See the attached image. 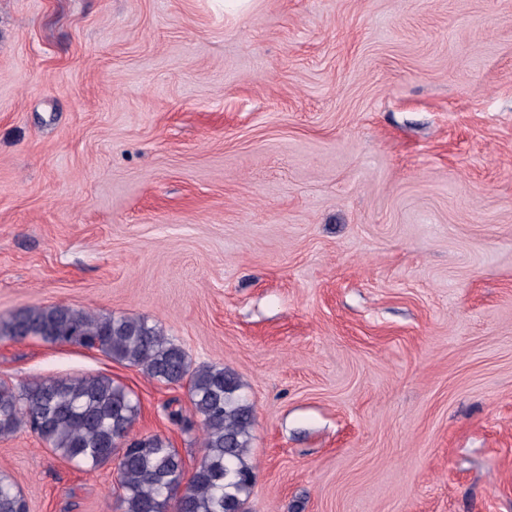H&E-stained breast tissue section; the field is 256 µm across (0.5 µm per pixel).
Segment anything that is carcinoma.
<instances>
[{
    "label": "carcinoma",
    "mask_w": 512,
    "mask_h": 512,
    "mask_svg": "<svg viewBox=\"0 0 512 512\" xmlns=\"http://www.w3.org/2000/svg\"><path fill=\"white\" fill-rule=\"evenodd\" d=\"M0 336L76 344L137 367L158 382H188L204 454L187 478L183 457L167 439L130 438L139 399L105 375L49 376L19 388L0 382V437L25 426L86 471L121 449L117 498L123 512H246L254 486L249 462L254 408L234 372L220 365L192 367L180 345L139 317L34 306L0 319ZM0 512H27L21 491L5 478H0Z\"/></svg>",
    "instance_id": "cac0c4a2"
}]
</instances>
